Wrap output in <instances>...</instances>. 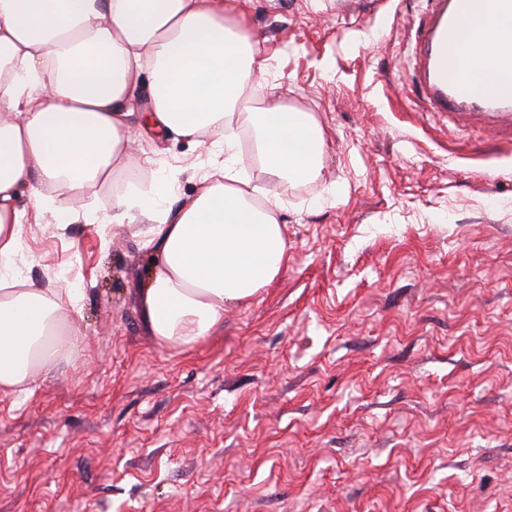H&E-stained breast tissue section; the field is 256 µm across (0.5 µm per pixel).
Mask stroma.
<instances>
[{"label": "stroma", "instance_id": "1", "mask_svg": "<svg viewBox=\"0 0 512 512\" xmlns=\"http://www.w3.org/2000/svg\"><path fill=\"white\" fill-rule=\"evenodd\" d=\"M424 0H226L270 93L314 113L317 178L283 185L288 265L189 349L138 290L148 227L32 217L15 266L76 288L79 356L0 391V512H512V135L419 97ZM128 118L134 166L194 195L223 156Z\"/></svg>", "mask_w": 512, "mask_h": 512}]
</instances>
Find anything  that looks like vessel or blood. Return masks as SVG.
Wrapping results in <instances>:
<instances>
[{"instance_id":"obj_1","label":"vessel or blood","mask_w":512,"mask_h":512,"mask_svg":"<svg viewBox=\"0 0 512 512\" xmlns=\"http://www.w3.org/2000/svg\"><path fill=\"white\" fill-rule=\"evenodd\" d=\"M427 2L414 41L413 72L428 110L460 119L475 114L496 131L512 132V86L477 91L465 73L451 67L453 57L465 47L462 24L477 12L478 0Z\"/></svg>"}]
</instances>
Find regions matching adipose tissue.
Wrapping results in <instances>:
<instances>
[{"label": "adipose tissue", "instance_id": "ef3b65f1", "mask_svg": "<svg viewBox=\"0 0 512 512\" xmlns=\"http://www.w3.org/2000/svg\"><path fill=\"white\" fill-rule=\"evenodd\" d=\"M259 66L255 43L216 0H0V389L25 391L77 349V336L59 331L78 289L12 271L21 225L30 211L68 221L59 196L81 203L132 166L127 118L140 77L149 127L225 153L223 177L205 173L189 199L169 201L161 176L112 195L113 223L149 226L141 297L155 341L196 344L281 274L288 237L276 188L317 176L325 136L312 113L275 95L243 111ZM244 128L274 185L263 194L233 172Z\"/></svg>", "mask_w": 512, "mask_h": 512}]
</instances>
